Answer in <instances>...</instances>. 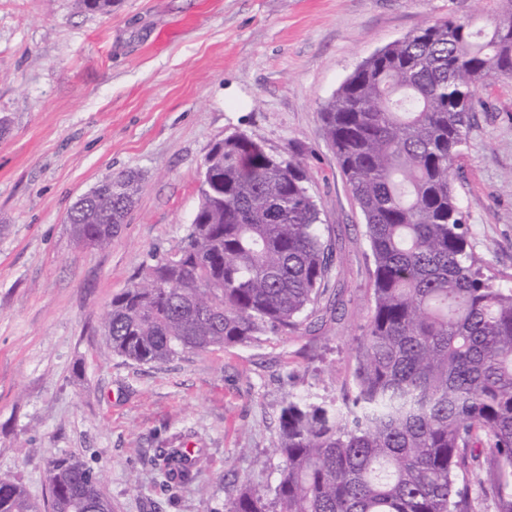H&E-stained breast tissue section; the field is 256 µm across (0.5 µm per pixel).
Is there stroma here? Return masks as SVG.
I'll use <instances>...</instances> for the list:
<instances>
[{
    "label": "stroma",
    "mask_w": 512,
    "mask_h": 512,
    "mask_svg": "<svg viewBox=\"0 0 512 512\" xmlns=\"http://www.w3.org/2000/svg\"><path fill=\"white\" fill-rule=\"evenodd\" d=\"M512 0H0V477L46 501L49 463L82 461L112 512H225L269 490L289 399L340 398L371 307L364 219L320 110L366 58L425 21L501 17ZM456 190L476 252L512 276V80L481 90ZM241 132L301 153L330 226L323 318L249 346L138 364L103 317L153 255L175 250L212 145ZM142 187L109 246L67 215L103 176ZM204 451L195 483L164 488L156 449Z\"/></svg>",
    "instance_id": "stroma-1"
}]
</instances>
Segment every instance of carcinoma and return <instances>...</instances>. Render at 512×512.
I'll list each match as a JSON object with an SVG mask.
<instances>
[{"mask_svg":"<svg viewBox=\"0 0 512 512\" xmlns=\"http://www.w3.org/2000/svg\"><path fill=\"white\" fill-rule=\"evenodd\" d=\"M512 77V12L490 27L425 23L360 63L323 105L321 132L365 220L372 307L353 389L333 406L282 409L273 498L244 486L226 512H475L479 468L496 512H512V284L473 249L456 162L489 75ZM209 189L180 247L112 297V352L137 363L251 345L319 309L334 244L300 157L232 133L203 163ZM141 189L112 177L71 207L75 239L111 243ZM201 448H160L173 485L195 481ZM94 472L62 458L50 512H96ZM0 512H41L0 479Z\"/></svg>","mask_w":512,"mask_h":512,"instance_id":"cac0c4a2","label":"carcinoma"}]
</instances>
